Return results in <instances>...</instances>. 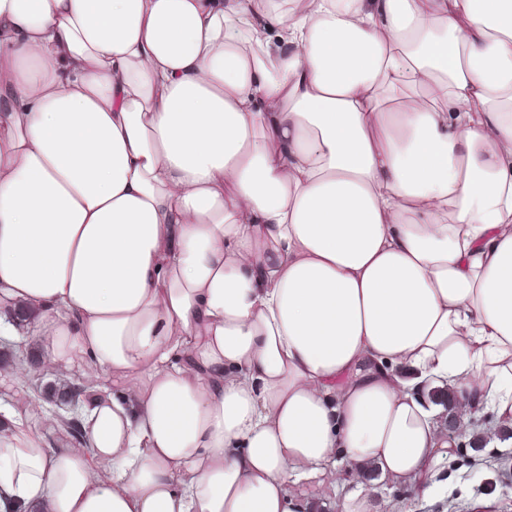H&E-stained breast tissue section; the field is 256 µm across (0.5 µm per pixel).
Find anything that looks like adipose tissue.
<instances>
[{"label":"adipose tissue","mask_w":512,"mask_h":512,"mask_svg":"<svg viewBox=\"0 0 512 512\" xmlns=\"http://www.w3.org/2000/svg\"><path fill=\"white\" fill-rule=\"evenodd\" d=\"M93 388L0 512H307L512 426V0H0V311ZM339 482L332 484L335 481V476L330 477L324 484L319 486L306 485L303 483L294 484L292 480L288 481V490L291 495L298 496L302 500H310L321 506L323 512H338V504L341 499L349 492L356 490L358 484L356 480L349 475H339ZM319 496L324 497L325 500L320 499Z\"/></svg>","instance_id":"ef3b65f1"}]
</instances>
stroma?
I'll return each mask as SVG.
<instances>
[{
    "mask_svg": "<svg viewBox=\"0 0 512 512\" xmlns=\"http://www.w3.org/2000/svg\"><path fill=\"white\" fill-rule=\"evenodd\" d=\"M478 432L494 431V441L482 447H470L469 437H461L455 456L439 467V488L408 495L404 485L374 478L382 500L391 502L395 512H512V437L500 429L494 413L478 419ZM358 484L349 475L338 482L306 485L289 484L291 495L319 502L323 512H338L341 499L356 490Z\"/></svg>",
    "mask_w": 512,
    "mask_h": 512,
    "instance_id": "stroma-1",
    "label": "stroma"
}]
</instances>
